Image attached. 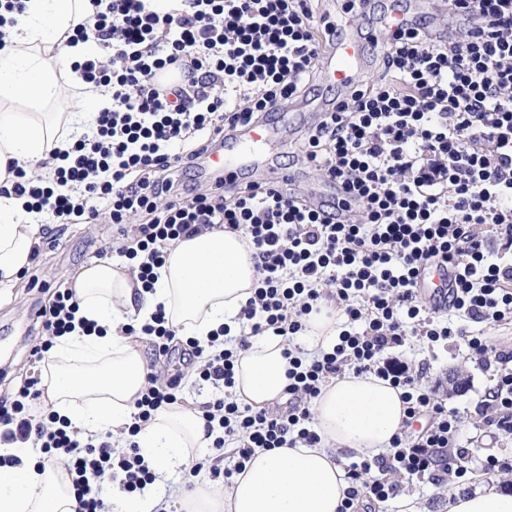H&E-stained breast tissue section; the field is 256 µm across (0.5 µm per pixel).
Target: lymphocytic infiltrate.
Returning a JSON list of instances; mask_svg holds the SVG:
<instances>
[{
  "label": "lymphocytic infiltrate",
  "mask_w": 512,
  "mask_h": 512,
  "mask_svg": "<svg viewBox=\"0 0 512 512\" xmlns=\"http://www.w3.org/2000/svg\"><path fill=\"white\" fill-rule=\"evenodd\" d=\"M89 2L95 23L75 26L71 38L95 41L103 52L74 69L84 84L109 88L112 104L94 113L89 134L70 151L43 161L44 177L32 179L9 163L11 179L0 194L28 197L30 210L49 224H90L108 213L119 253L136 261L147 289L177 239L222 228L252 244L257 279L239 314L249 332L182 341L185 354L203 361L200 382L216 391L200 407L213 452L185 467L186 484L204 473L231 481L257 448L316 447L321 438L308 404L348 369L400 388L406 423L423 416L429 423L395 437L389 455L351 465L340 512H358L363 499L388 500L397 473L440 486L449 473L465 472L474 451L458 443L460 417L389 351L413 336L431 344L451 338L444 310L476 323L512 318V0H450L457 20L450 34L423 25L390 33L378 76L357 80L308 128L298 155L341 185L353 208L342 223L264 182L229 193L217 182L189 195L177 178L220 132L305 97L330 26L320 0H176L164 13L145 0ZM170 70L178 80L160 82ZM140 214L145 222L133 224ZM431 264L457 271L446 301L418 292L420 272ZM323 299L341 305L350 325L331 348L309 357L294 339ZM78 306L73 290L61 288L40 309L44 339L32 349L36 362L72 330ZM125 332L148 337L158 358L178 341L161 308L150 323ZM263 332L286 346L284 409L256 408L230 392L239 352ZM458 334L495 366L497 384L481 401L484 424L511 437L512 347L479 332ZM44 392L36 375L0 400V441L34 440L38 467H64L76 512H105L104 480L128 494L154 484L155 471L133 439L178 402L177 378L147 372L126 428L132 442L122 452L111 434L85 439L56 414L35 415ZM227 446L235 463L226 468L220 453Z\"/></svg>",
  "instance_id": "obj_1"
}]
</instances>
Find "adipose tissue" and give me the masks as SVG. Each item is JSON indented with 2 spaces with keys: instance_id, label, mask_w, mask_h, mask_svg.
Masks as SVG:
<instances>
[{
  "instance_id": "1",
  "label": "adipose tissue",
  "mask_w": 512,
  "mask_h": 512,
  "mask_svg": "<svg viewBox=\"0 0 512 512\" xmlns=\"http://www.w3.org/2000/svg\"><path fill=\"white\" fill-rule=\"evenodd\" d=\"M12 45L0 52V182L16 161L30 176L42 174L41 161L71 143L59 123L38 116L34 106L62 97L61 71L77 79L75 63L100 51L95 43L67 45L73 26L89 23L87 0H22ZM26 111H17V104ZM25 199L0 196V279L12 280L30 264L36 242V215ZM253 249L239 232L206 230L170 246L152 289H143L127 266L101 261L71 276L78 317L98 331L74 330L57 337L48 353L45 395L52 411L81 436L111 432L116 450L126 443L135 401L145 385L146 362L124 327L146 322L164 307L182 335L207 339L221 327L237 329L242 305L256 280ZM280 337L252 338L234 369L233 394L256 407L286 398L288 361ZM401 389L373 373H348L323 387L311 405L317 448L255 449L229 492L184 491L185 512H338L349 483L337 452L357 459L385 453L404 430ZM137 443L156 470L188 463L190 451L206 447L205 421L198 408L174 404L156 413ZM1 455L24 460L0 467V512H75L70 477L64 468L37 470L36 452L21 443H1ZM448 512H512V492L496 486L448 495Z\"/></svg>"
}]
</instances>
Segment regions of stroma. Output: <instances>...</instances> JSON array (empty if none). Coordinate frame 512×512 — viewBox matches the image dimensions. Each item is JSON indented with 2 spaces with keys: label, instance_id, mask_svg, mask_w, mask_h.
Here are the masks:
<instances>
[{
  "label": "stroma",
  "instance_id": "stroma-1",
  "mask_svg": "<svg viewBox=\"0 0 512 512\" xmlns=\"http://www.w3.org/2000/svg\"><path fill=\"white\" fill-rule=\"evenodd\" d=\"M310 124L307 118L283 121L278 135L265 148L275 163L297 173L305 189L324 184L323 176L297 159L296 146ZM44 231L34 268L0 283V399L10 397L19 380L30 377L35 369L30 352L41 339L35 312L51 304L55 291L67 286L69 275L96 262L98 251L109 250L110 260L118 258V243L108 217L95 224H48ZM402 354L411 369L425 368L423 388L460 413L463 427L459 441L476 449L477 456L464 476L450 477L444 486H435L425 477H397L395 498L377 504L375 512H398L397 500L403 496L412 499L415 512H448L449 489L470 494L483 486L498 485L512 490V471L490 473L483 467L489 456L512 463V436L493 435L483 424L478 403L495 380L480 357L453 338L432 347L416 336ZM158 367L165 376L179 377L185 404L197 406L210 399V388L198 383L199 363H183L172 356L161 358Z\"/></svg>",
  "mask_w": 512,
  "mask_h": 512
}]
</instances>
